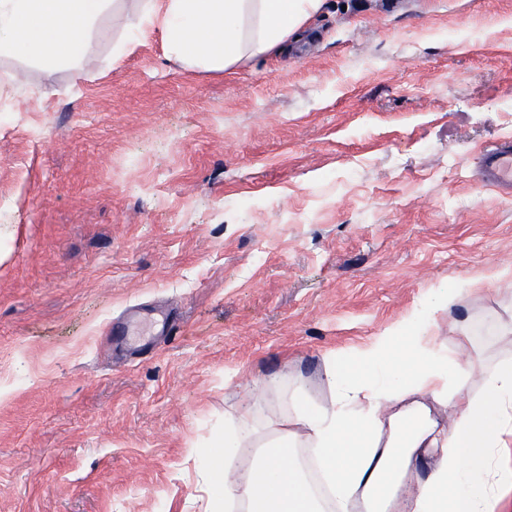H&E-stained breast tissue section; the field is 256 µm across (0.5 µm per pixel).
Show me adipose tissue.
<instances>
[{"mask_svg": "<svg viewBox=\"0 0 512 512\" xmlns=\"http://www.w3.org/2000/svg\"><path fill=\"white\" fill-rule=\"evenodd\" d=\"M0 0V58L81 67L110 14L130 11L121 59L159 33L166 58L190 70L229 72L277 56L308 29L326 0ZM505 270L455 282L353 353L333 351L321 375L330 400L303 381L280 395L284 411L258 434L252 408L226 415L213 440L223 455L197 458L204 512H500L512 492V289ZM500 284L506 311L493 350L473 320L442 344L433 319ZM243 448L251 466L235 470Z\"/></svg>", "mask_w": 512, "mask_h": 512, "instance_id": "1", "label": "adipose tissue"}]
</instances>
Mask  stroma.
Here are the masks:
<instances>
[{
	"instance_id": "1",
	"label": "stroma",
	"mask_w": 512,
	"mask_h": 512,
	"mask_svg": "<svg viewBox=\"0 0 512 512\" xmlns=\"http://www.w3.org/2000/svg\"><path fill=\"white\" fill-rule=\"evenodd\" d=\"M0 61V512H202L215 426L354 350L432 289L512 266V0H327L311 38L233 72ZM162 313L170 336L109 333ZM477 339L485 286L452 314ZM449 314V315H452ZM449 315L435 323L447 331ZM477 180L507 198L512 196V141L502 140L484 149Z\"/></svg>"
}]
</instances>
